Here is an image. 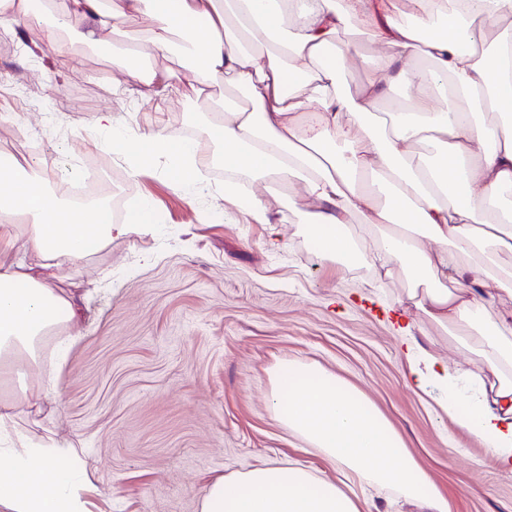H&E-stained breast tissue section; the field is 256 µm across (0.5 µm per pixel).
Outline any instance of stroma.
<instances>
[{"label": "stroma", "mask_w": 512, "mask_h": 512, "mask_svg": "<svg viewBox=\"0 0 512 512\" xmlns=\"http://www.w3.org/2000/svg\"><path fill=\"white\" fill-rule=\"evenodd\" d=\"M47 19L6 29L13 48L0 51V151L17 153L22 178L60 195L59 168L93 160L112 200L152 204L158 223L113 239L69 274L82 293L84 336L68 353L58 395L21 421L32 436L79 443L87 460L90 512H200L209 482L277 459L301 458L319 477L333 470L317 450H304L267 406L270 372L282 359L317 363L360 389L384 414L407 450L447 498L449 512H512V474L488 448L445 415L431 396L410 386L402 339L386 318L408 281L379 280L365 268L323 262L279 189L285 246L272 252L267 228L225 216L223 164L210 173L213 193L192 196L167 177L157 158L137 177L113 172L112 151L97 141L93 121L112 110L131 140L165 129L191 130L200 154H215L205 134L211 100L177 61L156 58L171 88L154 94L115 84L111 44L88 46L43 38ZM347 40L361 56L342 74L352 93L371 75L376 46L359 25ZM78 95L79 111L65 97ZM35 137L52 164H33L23 141ZM414 341L447 364L473 370L478 358L465 336L433 323Z\"/></svg>", "instance_id": "stroma-1"}]
</instances>
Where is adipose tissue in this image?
Masks as SVG:
<instances>
[{"mask_svg":"<svg viewBox=\"0 0 512 512\" xmlns=\"http://www.w3.org/2000/svg\"><path fill=\"white\" fill-rule=\"evenodd\" d=\"M409 0L414 21L395 0H0V24L23 26L34 11L50 12L49 42L106 43L109 26L144 19L149 54L171 57L175 38L189 47L188 83L216 80L242 90L246 105L215 103L209 133L232 181L224 198L238 216L269 227L267 245L283 248L269 183L290 189L309 243L324 261L401 270L415 281L393 317L398 336L421 323L468 335L481 359L470 380L450 374L432 356L406 355L415 391L438 384L439 405L512 472V311L497 294L512 290V5L467 0ZM499 26L491 49L476 34L461 37L472 19ZM370 30L382 48L373 77L342 95L336 84L356 52L342 38L350 22ZM424 56L427 67L409 63ZM407 87L406 111L380 116L393 85ZM490 111L497 122L472 114ZM100 137L129 164L131 175L165 157L173 183L187 192L207 187L192 141L164 133L129 141L112 111L98 113ZM430 140L436 158L414 145ZM0 377L25 367L36 375L17 403L0 404V512H88L85 461L76 445L34 440L17 431L18 405L37 410L55 385L67 351L82 334L74 289L64 264L90 256L112 239L150 223L148 209L112 221L101 205L73 207L30 180L0 173ZM358 230H351V222ZM40 257V268L27 262ZM65 329L56 359L39 344ZM268 404L292 434L320 450L342 481L312 475L296 462H270L216 477L201 512H373L358 487L393 489L417 512H448V501L407 452L373 403L316 363L280 360Z\"/></svg>","mask_w":512,"mask_h":512,"instance_id":"obj_1","label":"adipose tissue"}]
</instances>
